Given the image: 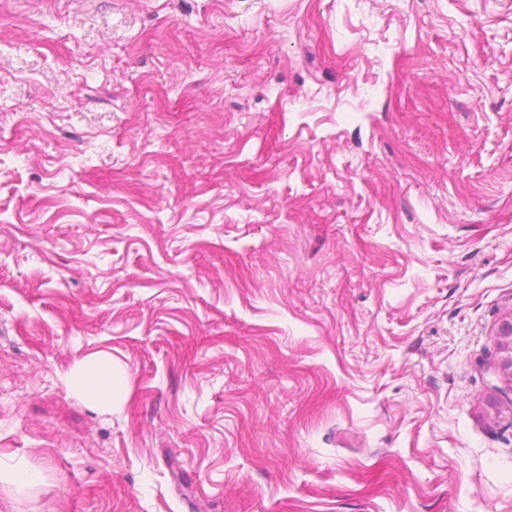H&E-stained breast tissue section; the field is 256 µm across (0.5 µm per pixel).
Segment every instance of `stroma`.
<instances>
[{
  "instance_id": "1",
  "label": "stroma",
  "mask_w": 512,
  "mask_h": 512,
  "mask_svg": "<svg viewBox=\"0 0 512 512\" xmlns=\"http://www.w3.org/2000/svg\"><path fill=\"white\" fill-rule=\"evenodd\" d=\"M511 316L512 0H0V512H512ZM127 371L110 357L93 355L80 361L66 377L69 390L104 409L122 403L127 392ZM36 471L26 468H14L0 471V483L12 487L17 492L30 488L37 481Z\"/></svg>"
}]
</instances>
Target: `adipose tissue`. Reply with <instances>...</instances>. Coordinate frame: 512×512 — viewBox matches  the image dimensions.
<instances>
[{
    "label": "adipose tissue",
    "mask_w": 512,
    "mask_h": 512,
    "mask_svg": "<svg viewBox=\"0 0 512 512\" xmlns=\"http://www.w3.org/2000/svg\"><path fill=\"white\" fill-rule=\"evenodd\" d=\"M127 371L110 357L93 355L80 361L66 377L73 393L109 409L122 403L127 392Z\"/></svg>",
    "instance_id": "ef3b65f1"
}]
</instances>
